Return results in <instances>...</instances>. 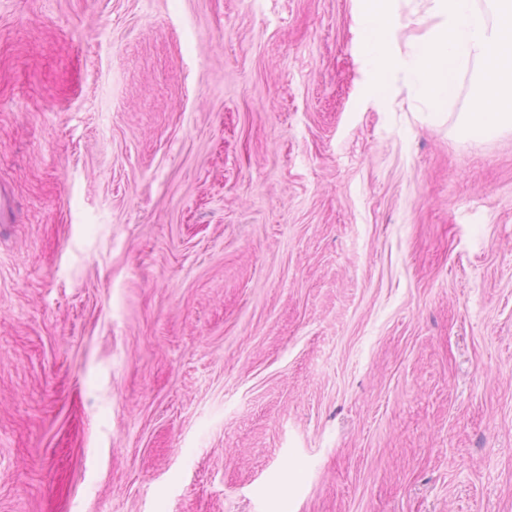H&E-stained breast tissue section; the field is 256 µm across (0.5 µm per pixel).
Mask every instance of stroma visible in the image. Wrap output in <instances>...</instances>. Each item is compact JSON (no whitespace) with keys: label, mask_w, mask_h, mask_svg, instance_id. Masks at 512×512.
<instances>
[{"label":"stroma","mask_w":512,"mask_h":512,"mask_svg":"<svg viewBox=\"0 0 512 512\" xmlns=\"http://www.w3.org/2000/svg\"><path fill=\"white\" fill-rule=\"evenodd\" d=\"M360 41L0 0V512H512V130L466 73L370 100Z\"/></svg>","instance_id":"35a3bbf8"}]
</instances>
